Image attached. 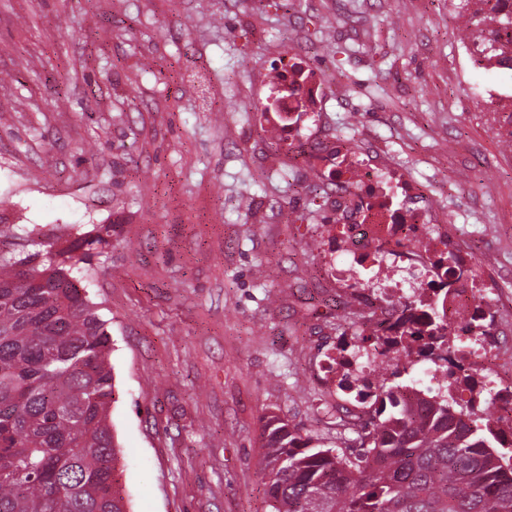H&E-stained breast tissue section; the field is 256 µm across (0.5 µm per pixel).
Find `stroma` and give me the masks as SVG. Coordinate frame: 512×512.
Masks as SVG:
<instances>
[{"label":"stroma","instance_id":"1","mask_svg":"<svg viewBox=\"0 0 512 512\" xmlns=\"http://www.w3.org/2000/svg\"><path fill=\"white\" fill-rule=\"evenodd\" d=\"M457 0H0V246L112 227L88 295L112 335L128 512H268L269 415L334 445L319 364L352 295L334 187L259 119L283 58L329 84L310 147L379 151L512 296V71Z\"/></svg>","mask_w":512,"mask_h":512}]
</instances>
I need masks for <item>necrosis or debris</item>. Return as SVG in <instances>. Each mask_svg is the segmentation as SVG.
Listing matches in <instances>:
<instances>
[{"mask_svg":"<svg viewBox=\"0 0 512 512\" xmlns=\"http://www.w3.org/2000/svg\"><path fill=\"white\" fill-rule=\"evenodd\" d=\"M279 73L288 96L275 107L274 125L290 142H300L321 119L325 90L319 78L297 63L283 65ZM306 162L336 187L333 235L346 256L331 269L337 282L348 288L383 282L377 298L382 308L400 307L416 297L439 302L448 314L452 360L472 367L483 380L479 388L460 389L459 398L491 399L496 418H512V394L501 390L502 355L475 339L480 331L475 312H482L489 323L495 309L493 301L476 302L483 288L480 276H469L445 292L437 288L442 274L435 265L442 249V238L435 233L441 225L439 214L415 203L412 181L380 164L376 156L355 151L345 140L309 154Z\"/></svg>","mask_w":512,"mask_h":512,"instance_id":"necrosis-or-debris-1","label":"necrosis or debris"}]
</instances>
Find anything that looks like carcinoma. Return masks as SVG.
Wrapping results in <instances>:
<instances>
[{
  "label": "carcinoma",
  "instance_id": "obj_1",
  "mask_svg": "<svg viewBox=\"0 0 512 512\" xmlns=\"http://www.w3.org/2000/svg\"><path fill=\"white\" fill-rule=\"evenodd\" d=\"M469 16L474 63L512 70L501 33L512 32V0ZM112 225H94L60 243L36 229L41 250L0 254V512H127L117 479L110 425L112 336L88 298L79 264L109 245ZM463 277V258L448 248L436 260ZM448 336L434 302L422 316L374 330L349 355L387 348L435 350ZM386 365L367 417H336L328 446L287 419L268 417L259 468L269 512H512V427L450 394L474 381L458 366L438 392L399 381Z\"/></svg>",
  "mask_w": 512,
  "mask_h": 512
}]
</instances>
